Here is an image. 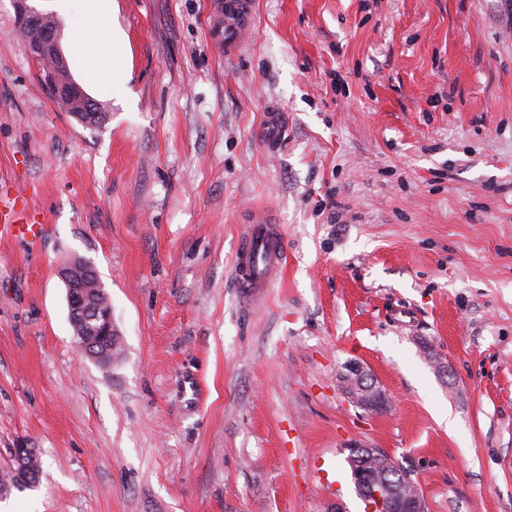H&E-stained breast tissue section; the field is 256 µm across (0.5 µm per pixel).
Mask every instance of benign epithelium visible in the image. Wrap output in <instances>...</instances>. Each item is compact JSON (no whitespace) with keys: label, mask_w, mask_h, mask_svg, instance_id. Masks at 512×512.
Here are the masks:
<instances>
[{"label":"benign epithelium","mask_w":512,"mask_h":512,"mask_svg":"<svg viewBox=\"0 0 512 512\" xmlns=\"http://www.w3.org/2000/svg\"><path fill=\"white\" fill-rule=\"evenodd\" d=\"M16 24L20 29L40 27L45 14L29 4V0H13ZM27 54L35 59L46 57L58 59L66 63L60 46V30L57 26L41 27L40 33L26 43ZM46 87L57 101L65 104L72 113L91 112L96 103L83 88L70 77L60 80L56 77H45ZM97 277V273L86 262H74L61 272V278L67 288V296L73 297L75 290L87 286L88 281ZM75 319L85 318L98 325V335L103 339L114 336L112 330V307L92 311L75 310ZM341 389L347 397L368 412H378L387 402L386 393L369 378L368 373L358 364H352L341 376ZM352 467V480L358 495L366 504L367 512H427V504L423 493L417 485L411 484L403 490L390 487L380 472L371 470L367 465L348 457Z\"/></svg>","instance_id":"obj_1"}]
</instances>
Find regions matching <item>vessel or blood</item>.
<instances>
[{
	"mask_svg": "<svg viewBox=\"0 0 512 512\" xmlns=\"http://www.w3.org/2000/svg\"><path fill=\"white\" fill-rule=\"evenodd\" d=\"M252 0H217L211 36L225 50L241 43L251 26ZM284 128L280 112L264 113L256 137L266 150H274ZM287 259V242L277 225L260 213L248 220L235 251L233 276L243 296L251 302L262 299Z\"/></svg>",
	"mask_w": 512,
	"mask_h": 512,
	"instance_id": "1",
	"label": "vessel or blood"
}]
</instances>
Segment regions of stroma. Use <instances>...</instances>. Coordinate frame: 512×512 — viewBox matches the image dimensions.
<instances>
[{"instance_id":"obj_1","label":"stroma","mask_w":512,"mask_h":512,"mask_svg":"<svg viewBox=\"0 0 512 512\" xmlns=\"http://www.w3.org/2000/svg\"><path fill=\"white\" fill-rule=\"evenodd\" d=\"M210 2L110 0L93 84L87 0H39L109 114L90 129L0 0V211L24 193L44 226L0 237V475L42 464L0 512H365L352 443L428 512H512V0H254L230 55ZM256 208L288 258L253 305L233 259ZM77 258L112 302L106 362L74 341ZM350 363L387 409L339 391ZM109 0H89V20H95V27L91 31H87L84 35L76 34L72 36V49L76 56L80 57L83 61L85 70L93 79H101L102 75L106 73L98 58H93L87 55L85 48L88 43L95 36L94 30L97 29L98 24L101 22L103 6ZM283 128L282 112H265L256 130L257 140L266 150L273 151L281 138ZM31 456L27 454V451H24L25 457L20 456V449L16 451L15 457V469L11 473L7 474L4 478V483H0V494L11 491L12 488L22 489L23 487H27L26 485H22L26 481L34 482L35 484L39 480V475L41 471V462L37 457L36 453L33 449H30Z\"/></svg>"}]
</instances>
